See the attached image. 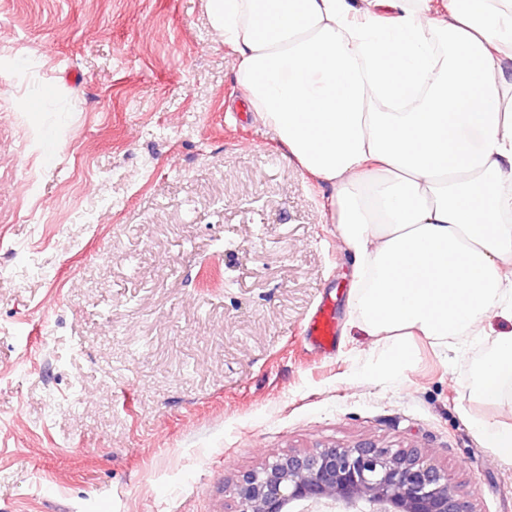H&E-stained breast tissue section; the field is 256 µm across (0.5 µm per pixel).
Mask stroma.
Instances as JSON below:
<instances>
[{"label":"stroma","instance_id":"obj_1","mask_svg":"<svg viewBox=\"0 0 512 512\" xmlns=\"http://www.w3.org/2000/svg\"><path fill=\"white\" fill-rule=\"evenodd\" d=\"M235 74L204 0H0V512H233L239 472L362 440L512 512V463L477 434L512 426V397L472 393L490 341L417 336L386 372L326 190ZM326 294L338 350L300 354Z\"/></svg>","mask_w":512,"mask_h":512}]
</instances>
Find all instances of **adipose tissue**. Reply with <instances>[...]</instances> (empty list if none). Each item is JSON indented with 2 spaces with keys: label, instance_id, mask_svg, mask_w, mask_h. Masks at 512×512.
Segmentation results:
<instances>
[{
  "label": "adipose tissue",
  "instance_id": "ef3b65f1",
  "mask_svg": "<svg viewBox=\"0 0 512 512\" xmlns=\"http://www.w3.org/2000/svg\"><path fill=\"white\" fill-rule=\"evenodd\" d=\"M251 112L351 264L350 306L402 376L410 337H491L475 392L512 390V0H207Z\"/></svg>",
  "mask_w": 512,
  "mask_h": 512
}]
</instances>
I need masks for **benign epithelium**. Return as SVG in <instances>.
<instances>
[{"label":"benign epithelium","instance_id":"benign-epithelium-1","mask_svg":"<svg viewBox=\"0 0 512 512\" xmlns=\"http://www.w3.org/2000/svg\"><path fill=\"white\" fill-rule=\"evenodd\" d=\"M234 512H473L451 472L372 441L294 451L244 471Z\"/></svg>","mask_w":512,"mask_h":512}]
</instances>
